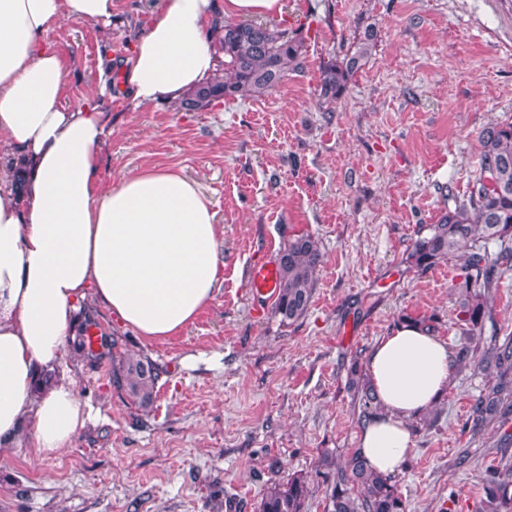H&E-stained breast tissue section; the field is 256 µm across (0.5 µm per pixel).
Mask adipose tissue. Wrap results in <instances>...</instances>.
<instances>
[{
  "instance_id": "adipose-tissue-1",
  "label": "adipose tissue",
  "mask_w": 512,
  "mask_h": 512,
  "mask_svg": "<svg viewBox=\"0 0 512 512\" xmlns=\"http://www.w3.org/2000/svg\"><path fill=\"white\" fill-rule=\"evenodd\" d=\"M113 0H0V448L34 425L38 452L68 447L90 416L54 378L92 300L118 324L155 341L192 323L224 283L221 229L198 184L155 166L101 188L112 133L98 98L63 106L64 57L47 36L64 21L107 23ZM282 0H164L120 68L133 106L176 104L218 65L224 19L281 14ZM448 344L400 323L373 347L367 377L382 405L360 451L390 475L411 454L409 422L448 387Z\"/></svg>"
}]
</instances>
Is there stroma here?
<instances>
[{"label":"stroma","instance_id":"stroma-1","mask_svg":"<svg viewBox=\"0 0 512 512\" xmlns=\"http://www.w3.org/2000/svg\"><path fill=\"white\" fill-rule=\"evenodd\" d=\"M163 0H114L110 25L63 22L48 35L67 61L66 106L97 96ZM273 24L305 41L306 67L266 96L129 107L113 85L101 177L146 165L199 183L223 229L224 283L177 335L150 341L87 304L113 339L98 361L68 347L56 376L93 416L60 453L32 430L0 450V512H257L267 483L307 478L308 512H326L319 460L344 462L362 425L355 383L375 343L402 319H429L450 351L456 261L416 268L420 229L468 199L480 132L512 122V0H283ZM375 47L345 93L322 103L320 67L364 34ZM308 233L323 264L306 315L257 310L247 271ZM480 346L512 332V270L492 293ZM149 358L163 374L149 407L112 382V361ZM487 384L453 368L448 390L409 423L414 449L394 481L407 512H476L483 478L512 421L470 437L463 425ZM465 465H458L460 455Z\"/></svg>","mask_w":512,"mask_h":512}]
</instances>
